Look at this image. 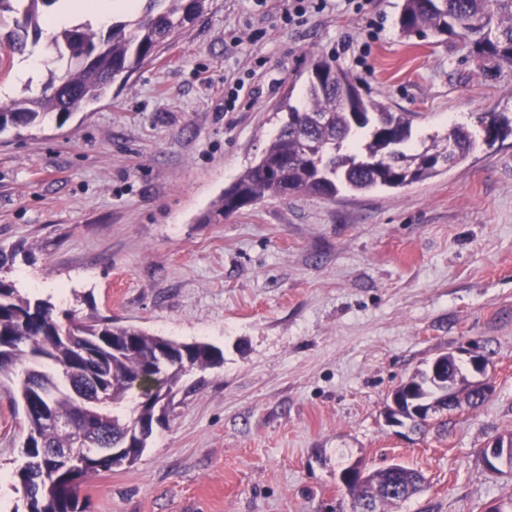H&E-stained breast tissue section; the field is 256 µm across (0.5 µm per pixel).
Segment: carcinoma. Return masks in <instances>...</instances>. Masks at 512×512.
<instances>
[{
	"label": "carcinoma",
	"instance_id": "1",
	"mask_svg": "<svg viewBox=\"0 0 512 512\" xmlns=\"http://www.w3.org/2000/svg\"><path fill=\"white\" fill-rule=\"evenodd\" d=\"M60 0H0V20L13 29L0 32L6 56L23 55L41 38L48 11ZM129 20L112 19L102 31L89 23L59 29L52 39L63 68L49 71L40 95L0 105V133L26 129L54 117L64 120L101 101L112 85L124 82L166 42L206 14L212 0H142ZM399 29L405 36L427 31L439 37H465L473 55L512 67V0H403ZM273 111L283 114L267 146L221 198L224 216L267 197H334L380 187L405 188L437 176L482 142L488 146L512 136V119L499 112L479 118L478 133L452 126L431 141L413 138L407 112H391L364 96L356 80L327 60L317 61L302 100L285 99ZM161 338L119 323L110 316L79 318L48 299H33L0 279V389L9 392L14 411H22L26 443L13 479L23 492L24 512H86L82 486L100 472L133 466L147 447L158 407L173 406L184 375L224 362L210 343L170 340L168 348L183 364L160 368ZM437 377L418 370L392 391L401 416L420 431L410 406L450 410L448 387L471 406L484 402L482 389L469 382L451 354ZM54 417L100 439L79 461L50 459L51 448H69L73 432L43 423ZM424 476L400 463L364 473L349 487L350 512H384L421 490Z\"/></svg>",
	"mask_w": 512,
	"mask_h": 512
}]
</instances>
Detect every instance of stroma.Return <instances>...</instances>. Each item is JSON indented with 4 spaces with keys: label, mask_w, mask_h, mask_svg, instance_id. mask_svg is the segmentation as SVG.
<instances>
[{
    "label": "stroma",
    "mask_w": 512,
    "mask_h": 512,
    "mask_svg": "<svg viewBox=\"0 0 512 512\" xmlns=\"http://www.w3.org/2000/svg\"><path fill=\"white\" fill-rule=\"evenodd\" d=\"M328 9L288 24V0H214L123 86L65 122L0 133V277L61 310L224 351L183 380L137 463L91 477L88 512H328L345 465L401 463L422 492L387 512H487L512 473L477 457L512 433V137L400 190L269 198L214 216L335 62L427 138L512 113V69L462 40L401 36ZM243 87L227 104L224 87ZM494 392L447 431L385 427L389 394L466 342ZM25 436L0 394V512H18Z\"/></svg>",
    "instance_id": "stroma-1"
}]
</instances>
